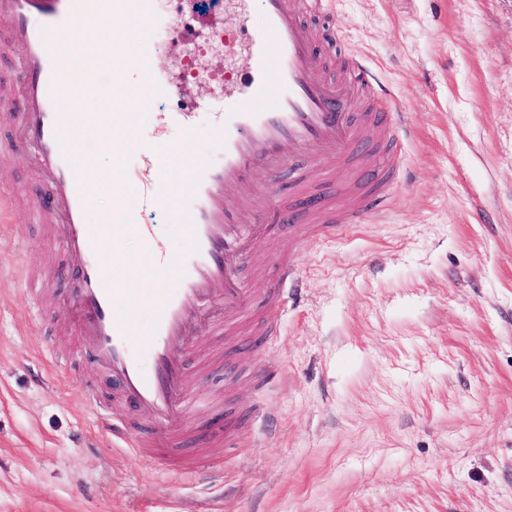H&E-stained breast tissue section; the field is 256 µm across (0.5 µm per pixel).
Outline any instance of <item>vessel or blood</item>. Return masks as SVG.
Returning a JSON list of instances; mask_svg holds the SVG:
<instances>
[{"instance_id": "b4317fda", "label": "vessel or blood", "mask_w": 512, "mask_h": 512, "mask_svg": "<svg viewBox=\"0 0 512 512\" xmlns=\"http://www.w3.org/2000/svg\"><path fill=\"white\" fill-rule=\"evenodd\" d=\"M166 3L152 0L146 26L151 36L163 39L178 32ZM257 3L262 25H241L254 74L216 113L222 135L211 155L193 167L180 190H173L164 176L166 144L172 130L187 134L193 124L178 112L155 117L137 130L136 150L121 160L135 205L102 213L93 233L86 219L98 199L89 190L87 173L75 163V115L62 103L61 45L103 18L140 13L142 0H0V30L23 50L19 137L31 146V159L48 186L47 198L34 200L32 211L44 222L62 225L61 246L79 261L73 299L77 332L94 344L91 364L112 380L122 403L154 414L150 441L109 424L106 404L92 391H81L80 396L99 415L100 431L141 451L159 468H169L179 454L176 424L190 402L182 356L192 321L206 318L210 330L230 342L246 325L273 335L274 319L286 311L299 283L294 265L283 260L266 308L251 309L240 271L256 247L271 239L275 226L241 223L227 208L226 197L246 185H273L285 163L281 148L287 142L341 169L359 161L356 179L362 192L351 214H337L327 196L308 213L296 210L289 197L272 198L280 223L291 218L301 222L311 239L335 235L340 225L363 223L368 213L384 210L392 188L391 182L374 175L373 165L360 151V125L378 128L380 144L394 160L409 133L403 113L390 100L363 113L361 124L352 122L351 91L326 78V61L315 47L320 38L335 41L339 24L319 34L304 20L298 0ZM132 90L151 101L170 96L174 86L154 65L129 61L114 51L113 120H120L118 108ZM174 196L180 200L177 227L188 242L183 252L172 251L155 225L143 223L139 213L146 206H166ZM127 237L141 244L151 270H179L174 287L158 289L152 315L145 321L137 314L136 289L129 281L114 280L105 259Z\"/></svg>"}]
</instances>
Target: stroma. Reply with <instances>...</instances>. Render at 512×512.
<instances>
[{"label":"stroma","instance_id":"1","mask_svg":"<svg viewBox=\"0 0 512 512\" xmlns=\"http://www.w3.org/2000/svg\"><path fill=\"white\" fill-rule=\"evenodd\" d=\"M180 35L158 43L92 38L97 80L80 112L107 110L114 48L153 59L177 87L136 117L198 112L166 168L184 184L219 131L209 113L236 94L251 59L238 0H171ZM341 22L326 75L368 89L365 59L411 128L384 213L330 238H277L247 261L253 306L265 307L277 255L294 261L300 301L275 336L224 353L206 331L186 348L195 399L182 418L185 452H216L213 473L159 471L100 433L75 395L112 385L71 329L70 264L61 231L30 220L46 185L17 120L0 102V186L24 203L0 224V512H512V0H327ZM279 186L316 171L344 212L349 175L292 147ZM274 371L257 389L235 366ZM256 417L233 448L193 442L212 417Z\"/></svg>","mask_w":512,"mask_h":512}]
</instances>
